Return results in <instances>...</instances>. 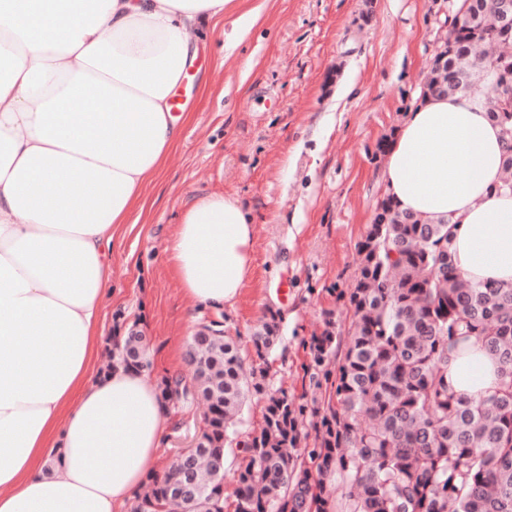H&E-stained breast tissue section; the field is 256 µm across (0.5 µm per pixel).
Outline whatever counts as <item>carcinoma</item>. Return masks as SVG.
<instances>
[{"label": "carcinoma", "instance_id": "1", "mask_svg": "<svg viewBox=\"0 0 512 512\" xmlns=\"http://www.w3.org/2000/svg\"><path fill=\"white\" fill-rule=\"evenodd\" d=\"M498 3L464 0L441 48L462 90L493 75L487 111L511 142L512 26L496 22ZM377 207L386 223L369 225L356 284L338 295L353 316L343 353L331 321L309 342L310 380L327 401L266 394L267 369L245 371L237 343L205 326L186 352L192 382L159 385L167 403L205 406L197 453L152 476L132 512H224L233 442L235 512H512V288L458 274L448 221L402 213L388 197ZM278 332L272 320L252 336L258 358ZM473 337L500 365L497 390L479 401L448 393V363ZM111 356L109 371L151 368L145 336L118 324ZM253 394L267 395L264 425L241 441L236 417Z\"/></svg>", "mask_w": 512, "mask_h": 512}]
</instances>
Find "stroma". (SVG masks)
Returning <instances> with one entry per match:
<instances>
[{"label":"stroma","instance_id":"35a3bbf8","mask_svg":"<svg viewBox=\"0 0 512 512\" xmlns=\"http://www.w3.org/2000/svg\"><path fill=\"white\" fill-rule=\"evenodd\" d=\"M253 25L225 48L236 14L206 34V53L180 99L181 143L147 186L137 222L112 252L114 292L103 307L105 336L115 314L137 323L149 354L186 350L198 326L219 322L246 363L253 333L270 319L279 339L268 357V391L321 400L309 380L308 344L326 320L348 330L339 292L354 287L358 245L384 198L387 147L419 101L444 16L454 0H243ZM354 91L340 97L342 85ZM223 194L256 226L253 272L236 301L192 310L166 261L165 245L186 201ZM161 448L169 464L202 425L194 404L169 407Z\"/></svg>","mask_w":512,"mask_h":512}]
</instances>
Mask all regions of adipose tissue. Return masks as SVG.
Listing matches in <instances>:
<instances>
[{
	"instance_id": "adipose-tissue-1",
	"label": "adipose tissue",
	"mask_w": 512,
	"mask_h": 512,
	"mask_svg": "<svg viewBox=\"0 0 512 512\" xmlns=\"http://www.w3.org/2000/svg\"><path fill=\"white\" fill-rule=\"evenodd\" d=\"M238 2L0 0V512H119L155 471L168 411L146 373L98 370L101 304L116 233L181 140L188 34ZM492 83L410 109L383 180L399 211L452 224L465 280L512 285ZM255 232L235 199L186 204L166 252L191 308L237 299ZM497 367L469 342L448 387L486 398Z\"/></svg>"
}]
</instances>
